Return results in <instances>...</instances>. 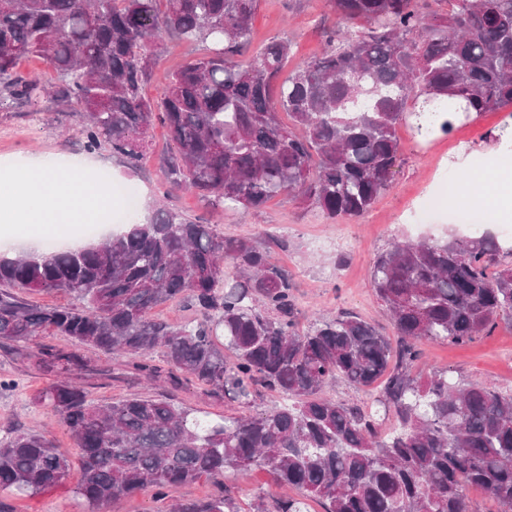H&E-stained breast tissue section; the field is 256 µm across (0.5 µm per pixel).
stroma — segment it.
I'll return each mask as SVG.
<instances>
[{
  "instance_id": "stroma-1",
  "label": "stroma",
  "mask_w": 512,
  "mask_h": 512,
  "mask_svg": "<svg viewBox=\"0 0 512 512\" xmlns=\"http://www.w3.org/2000/svg\"><path fill=\"white\" fill-rule=\"evenodd\" d=\"M329 13L328 0H260L253 23V48L276 39L288 38L294 44V62L320 56L325 33L320 20ZM165 54L145 87L150 98H159L167 74L184 61L199 56L203 46L164 38ZM503 112H488L476 120L455 123L448 133H436L434 139L415 134L409 124L397 129L401 163L390 187L382 192L371 208L354 220H330L321 211L289 193L271 198L257 211H223L202 201L195 193L183 190L167 195L161 172V159L169 149V137L162 124L149 132V148L139 167H130L121 156L102 148L86 151L79 133L80 117L62 112L47 98L33 106L14 103L0 108V174L9 167L37 158L57 155L88 161L93 171H104L113 181L138 188L139 219H146L161 200H168L190 219L214 225L227 237H253L270 245L273 262L288 273L297 298V328L307 331L319 316L340 311L358 314L383 334L393 335L390 316L377 299L369 271L375 257L391 242L404 239L443 240L458 234L448 218L439 217L433 226L416 229V216L422 203L430 198H447L460 186V159L471 166L499 160L504 150L492 138L500 129ZM420 355L413 371L429 374L445 370L459 382H477L512 390V322L500 321L487 336L457 346L421 340ZM90 370L78 373L88 399L104 404L122 397H152L170 392L176 402L215 417L240 413L239 405L211 397L205 387L192 381L176 389L141 380L126 360L82 349ZM0 431L9 427L48 430L56 447L67 453L70 469L63 482L34 497L7 499V512H85L74 489L81 480V463L67 430L54 422L33 401L48 383V376L34 359L18 354L8 345H0ZM226 482L237 489L240 512H250L253 496L264 495L267 502L286 495L272 475L264 469L246 472L228 471Z\"/></svg>"
}]
</instances>
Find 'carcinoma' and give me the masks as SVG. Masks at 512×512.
<instances>
[{"label": "carcinoma", "instance_id": "cac0c4a2", "mask_svg": "<svg viewBox=\"0 0 512 512\" xmlns=\"http://www.w3.org/2000/svg\"><path fill=\"white\" fill-rule=\"evenodd\" d=\"M328 2L334 22L323 53L282 80L287 39L246 65L237 58L259 0H0V106L49 95L82 115L85 150L106 146L132 167L160 122L172 142L162 165L172 191L244 211L294 193L329 219H357L391 184L406 117L428 137L452 129L454 105L466 116L512 106V0H449L451 9L432 12L419 0ZM162 34L205 52L174 70L155 102L144 86ZM28 56L55 70L52 88L15 71ZM415 94L420 108L408 105ZM502 250L489 234L394 242L370 269L394 335L347 313L301 333L288 275L264 248L159 208L84 248L1 256L0 343L29 351L50 376L34 400L73 437L82 467L75 494L87 512L146 491L154 512H239L225 473L255 467L299 491L275 512H310L316 498L326 512H471L472 489L512 512V392L446 371L411 375L417 341L465 345L512 320ZM42 291L84 305L22 297ZM174 298L201 320L152 316ZM46 336L126 357L151 380L196 381L253 411L211 420L167 397L93 405L71 378L87 361L39 343ZM157 347L164 365L137 361ZM384 375L368 409L323 396L338 379L367 389ZM262 388L288 402L256 408ZM68 469L45 433L16 430L0 440V503L54 488ZM202 478L218 493L174 500Z\"/></svg>", "mask_w": 512, "mask_h": 512}]
</instances>
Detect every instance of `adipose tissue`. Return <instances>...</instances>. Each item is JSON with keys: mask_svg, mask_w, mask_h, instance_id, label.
Returning <instances> with one entry per match:
<instances>
[{"mask_svg": "<svg viewBox=\"0 0 512 512\" xmlns=\"http://www.w3.org/2000/svg\"><path fill=\"white\" fill-rule=\"evenodd\" d=\"M89 173V164L69 157L13 167L0 179V224L33 225L25 243L37 251L44 246L41 225L89 223L112 206L107 188Z\"/></svg>", "mask_w": 512, "mask_h": 512, "instance_id": "1", "label": "adipose tissue"}]
</instances>
